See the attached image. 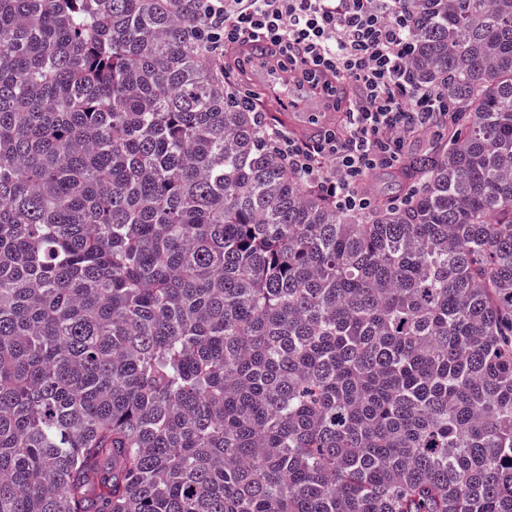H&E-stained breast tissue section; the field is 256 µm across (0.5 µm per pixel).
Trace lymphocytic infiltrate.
Here are the masks:
<instances>
[{
    "mask_svg": "<svg viewBox=\"0 0 512 512\" xmlns=\"http://www.w3.org/2000/svg\"><path fill=\"white\" fill-rule=\"evenodd\" d=\"M209 49L266 43L265 64L285 84L309 89L341 113L340 127L304 140L265 136L303 184L338 209L369 211L364 183L405 159L412 143L441 137L448 105L408 66L416 20L407 0H205Z\"/></svg>",
    "mask_w": 512,
    "mask_h": 512,
    "instance_id": "lymphocytic-infiltrate-1",
    "label": "lymphocytic infiltrate"
}]
</instances>
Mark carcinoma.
Listing matches in <instances>:
<instances>
[{
	"label": "carcinoma",
	"instance_id": "carcinoma-1",
	"mask_svg": "<svg viewBox=\"0 0 512 512\" xmlns=\"http://www.w3.org/2000/svg\"><path fill=\"white\" fill-rule=\"evenodd\" d=\"M407 205L298 182L204 0H0V512H512V0H412Z\"/></svg>",
	"mask_w": 512,
	"mask_h": 512
}]
</instances>
